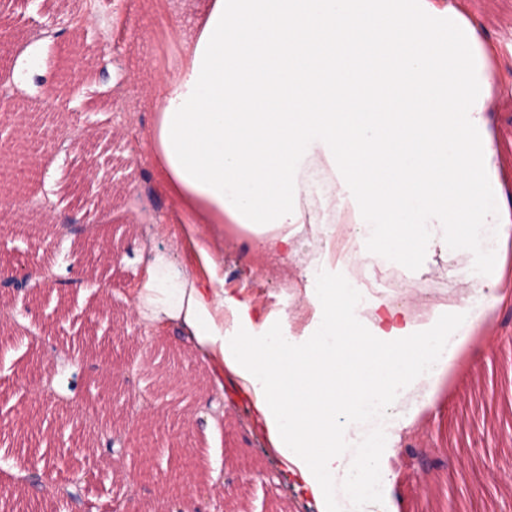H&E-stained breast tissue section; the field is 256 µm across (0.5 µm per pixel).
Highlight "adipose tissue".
Wrapping results in <instances>:
<instances>
[{"mask_svg": "<svg viewBox=\"0 0 512 512\" xmlns=\"http://www.w3.org/2000/svg\"><path fill=\"white\" fill-rule=\"evenodd\" d=\"M187 61L158 79L150 141L173 205L208 275L190 278L155 255L135 314L175 322L233 378L282 474L316 512H384L374 485L414 408L482 330L503 274L488 251L464 274L483 308L444 305L426 319L363 295L324 250L306 267L312 317L302 334L286 310L226 291L203 224H235L279 262L292 225L332 237L354 214L365 255L406 266L437 250L462 256L482 233L512 241L488 128L498 79L456 0H206ZM396 409L388 431L351 455L369 405Z\"/></svg>", "mask_w": 512, "mask_h": 512, "instance_id": "adipose-tissue-1", "label": "adipose tissue"}]
</instances>
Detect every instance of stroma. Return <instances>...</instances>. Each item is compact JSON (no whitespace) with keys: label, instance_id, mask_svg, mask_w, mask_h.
<instances>
[{"label":"stroma","instance_id":"obj_1","mask_svg":"<svg viewBox=\"0 0 512 512\" xmlns=\"http://www.w3.org/2000/svg\"><path fill=\"white\" fill-rule=\"evenodd\" d=\"M200 0H0L12 57L52 35L49 57L32 83L34 93L14 91L20 106L13 123L49 122L51 148L30 150L31 174L12 177L10 153L0 154V199L18 201V214L0 217V264L34 265L38 287L0 297V486L27 493L28 477L41 474L50 492L28 512H66L54 487L72 473L93 470L83 485L87 512H155L159 477L179 476V490L196 497L203 512L210 499L226 512H315L281 475L278 455L252 420L250 406L232 380L217 384L209 358L172 323L145 326L132 315L148 259L166 253L194 278L205 277L172 204L157 179L146 136L156 109L147 102L157 77L184 62L183 40ZM490 49L500 87L492 96L489 130L497 152L501 190L512 201V0H459ZM78 72L87 97L73 104L68 75ZM114 140L117 174L105 189L96 220L83 225V247L114 242L122 259L91 261L63 250L73 178L83 167L78 141ZM60 173L56 218L47 220L34 199L44 195L47 171ZM203 231L217 257L225 289L249 297L263 310L290 307L293 332L311 318L303 303L305 256L321 249L312 234L301 239V259L289 262L288 283L257 277L248 239L225 236L220 224ZM509 297L487 317L485 338L468 343L440 375L433 401L420 407L391 460L392 489L386 512H512L506 484L512 469V242L498 248ZM91 264L106 294L79 288ZM408 287L376 288L373 297L414 314L432 311L437 295L473 299L457 259L441 253L417 258ZM159 340L177 355L170 372L192 382L184 400H157L159 382L147 363ZM140 444L138 456L107 455L105 430ZM150 469L151 480L130 489L128 476Z\"/></svg>","mask_w":512,"mask_h":512}]
</instances>
